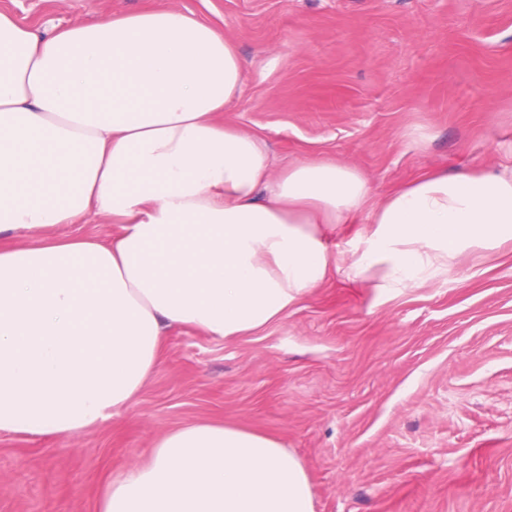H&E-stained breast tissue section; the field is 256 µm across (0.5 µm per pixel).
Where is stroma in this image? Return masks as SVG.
I'll return each mask as SVG.
<instances>
[{
	"label": "stroma",
	"mask_w": 512,
	"mask_h": 512,
	"mask_svg": "<svg viewBox=\"0 0 512 512\" xmlns=\"http://www.w3.org/2000/svg\"><path fill=\"white\" fill-rule=\"evenodd\" d=\"M154 8L230 36L248 73L220 119L274 170L333 159L383 193L512 162V0H0L39 32ZM200 420L279 439L315 512H512V242L394 295L332 277L250 336L170 330L119 415L0 433V512H97L112 477Z\"/></svg>",
	"instance_id": "1"
}]
</instances>
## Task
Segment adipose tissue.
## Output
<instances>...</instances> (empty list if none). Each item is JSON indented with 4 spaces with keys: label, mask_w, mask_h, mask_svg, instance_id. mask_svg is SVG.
<instances>
[{
    "label": "adipose tissue",
    "mask_w": 512,
    "mask_h": 512,
    "mask_svg": "<svg viewBox=\"0 0 512 512\" xmlns=\"http://www.w3.org/2000/svg\"><path fill=\"white\" fill-rule=\"evenodd\" d=\"M246 65L224 31L156 8L41 35L0 12V432L118 415L174 326L227 339L283 320L331 274L395 293L512 241V165L383 195L329 159L273 172L219 119ZM111 217L112 241L56 234ZM368 224L348 252L339 224ZM99 512H314L276 438L200 421L154 441Z\"/></svg>",
    "instance_id": "1"
}]
</instances>
